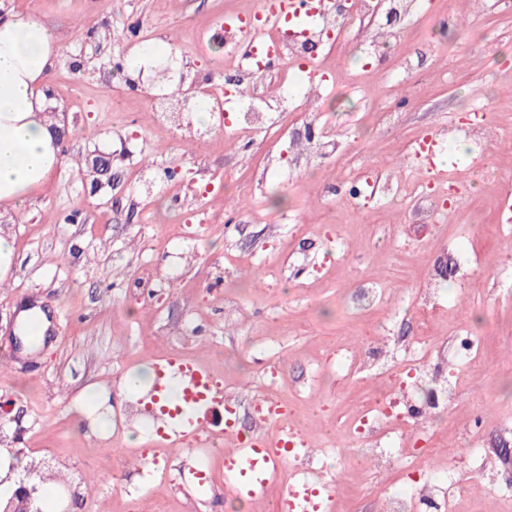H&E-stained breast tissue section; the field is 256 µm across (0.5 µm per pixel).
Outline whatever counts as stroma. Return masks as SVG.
Listing matches in <instances>:
<instances>
[{"instance_id":"35a3bbf8","label":"stroma","mask_w":512,"mask_h":512,"mask_svg":"<svg viewBox=\"0 0 512 512\" xmlns=\"http://www.w3.org/2000/svg\"><path fill=\"white\" fill-rule=\"evenodd\" d=\"M1 1L58 35L49 106L69 137L42 188L19 210L0 204L14 243L0 278V462L19 450L47 463L44 488L71 486L73 512H239L224 452L254 429L277 435L259 420L268 399L321 447L305 479L338 482L339 512H383L445 477L458 482L457 512H512V460L499 454L512 449V223L500 210L512 185V11L417 0L435 26L402 53L368 50L355 27L325 86L301 71L288 85L243 80L236 108L259 93L284 113L280 132L243 142L223 113L200 123L178 92L149 93L126 66L163 40L187 82L226 83L235 69L199 37L236 0ZM475 110L485 131L471 137L463 116ZM311 119L332 156L312 152ZM426 135L429 169L410 151ZM99 152L116 185L95 191L87 162ZM379 175L391 184L374 196L334 191ZM445 202L444 221L430 222L428 206ZM367 288L379 294L371 308ZM37 308L48 325L34 345L21 319ZM463 327L482 338L471 365L453 349ZM374 351L384 362L360 367ZM167 357L206 365L227 396L213 414L219 427L236 412L221 450L162 439L148 396L125 390ZM403 392L448 407L401 426ZM373 408L393 415L379 434L388 467L352 453Z\"/></svg>"}]
</instances>
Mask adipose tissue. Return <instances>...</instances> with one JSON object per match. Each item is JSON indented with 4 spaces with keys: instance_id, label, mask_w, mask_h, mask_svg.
<instances>
[{
    "instance_id": "ef3b65f1",
    "label": "adipose tissue",
    "mask_w": 512,
    "mask_h": 512,
    "mask_svg": "<svg viewBox=\"0 0 512 512\" xmlns=\"http://www.w3.org/2000/svg\"><path fill=\"white\" fill-rule=\"evenodd\" d=\"M55 34L33 15H0V202L17 206L60 161L46 115Z\"/></svg>"
}]
</instances>
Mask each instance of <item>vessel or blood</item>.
Segmentation results:
<instances>
[{
	"instance_id": "obj_1",
	"label": "vessel or blood",
	"mask_w": 512,
	"mask_h": 512,
	"mask_svg": "<svg viewBox=\"0 0 512 512\" xmlns=\"http://www.w3.org/2000/svg\"><path fill=\"white\" fill-rule=\"evenodd\" d=\"M304 8L305 0H268L260 19L247 24L246 29L257 34L266 25L288 23ZM155 372L153 401H160L168 380L175 378L180 381L184 398L190 405L189 413L184 416L169 411L173 435L182 441L209 439V417L215 405L224 399L210 370L198 363L168 358L156 364ZM272 417L281 423L276 439L259 437L224 453V477L235 494L262 498L284 460L312 451L311 441L300 430L286 424L285 414L276 411ZM332 499V494L306 484L289 485L283 489L274 512H329Z\"/></svg>"
}]
</instances>
